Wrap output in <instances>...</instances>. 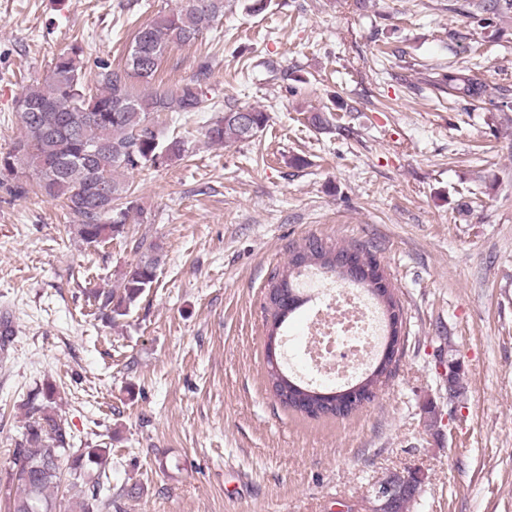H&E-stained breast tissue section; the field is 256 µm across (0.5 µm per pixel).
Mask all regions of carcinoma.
I'll use <instances>...</instances> for the list:
<instances>
[{
  "label": "carcinoma",
  "mask_w": 512,
  "mask_h": 512,
  "mask_svg": "<svg viewBox=\"0 0 512 512\" xmlns=\"http://www.w3.org/2000/svg\"><path fill=\"white\" fill-rule=\"evenodd\" d=\"M473 15L491 24L512 13V0H471ZM224 8V0H188L172 14H159L138 26L128 44L124 64L97 61L96 86L85 81L84 51L79 43L52 58L42 84H32L16 100L23 132L10 149L0 152V188L15 198L28 193L29 181L39 191L61 201L77 220L76 235L84 243L98 245L122 233L131 214L143 208L132 197L123 179L148 164L163 165L180 159L185 142L163 137L152 121L155 112H200L205 95L202 79L208 74L201 65L196 78L171 89L156 82V74L168 51L190 44L212 27ZM469 66H457L439 74L431 85L450 98L486 99V86L469 75ZM153 85L139 94L132 80ZM247 112L252 131L224 120L219 111L211 119L206 135L213 144L232 145L254 139L262 132L269 115L254 107H233ZM137 262L124 273L121 291L94 289L88 301L110 323L127 316L138 299L156 281L161 247L138 243ZM345 247L327 246L310 239L292 254L288 270L271 285L269 306L274 328H280L304 304L296 271L314 269L330 277L348 280L349 272L336 270V254ZM288 397L285 406L310 417L336 415V393H323L303 381L285 376ZM58 389L44 382L28 402L27 421L16 444V467L5 473L13 490L9 512H56L54 491L63 482L62 460L70 456L69 486L74 495L69 512H105L112 509V487L108 480H89L92 469L104 472L109 458L106 448H82L70 452L67 428L56 411Z\"/></svg>",
  "instance_id": "1"
}]
</instances>
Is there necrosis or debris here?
I'll use <instances>...</instances> for the list:
<instances>
[{
    "mask_svg": "<svg viewBox=\"0 0 512 512\" xmlns=\"http://www.w3.org/2000/svg\"><path fill=\"white\" fill-rule=\"evenodd\" d=\"M321 304L308 319L299 373L308 383H344L363 372L379 346L381 321L359 289L314 278Z\"/></svg>",
    "mask_w": 512,
    "mask_h": 512,
    "instance_id": "1",
    "label": "necrosis or debris"
}]
</instances>
